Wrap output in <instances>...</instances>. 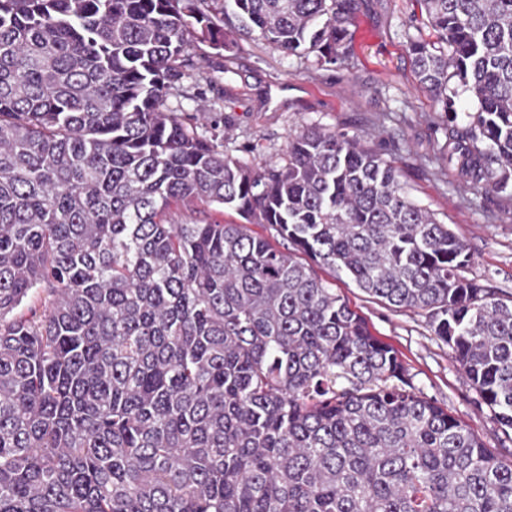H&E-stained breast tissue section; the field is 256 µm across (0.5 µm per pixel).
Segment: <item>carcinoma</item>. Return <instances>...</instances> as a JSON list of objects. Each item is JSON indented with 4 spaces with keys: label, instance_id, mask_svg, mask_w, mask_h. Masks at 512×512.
Here are the masks:
<instances>
[{
    "label": "carcinoma",
    "instance_id": "cac0c4a2",
    "mask_svg": "<svg viewBox=\"0 0 512 512\" xmlns=\"http://www.w3.org/2000/svg\"><path fill=\"white\" fill-rule=\"evenodd\" d=\"M417 3L448 161L512 199V0ZM357 5L0 0V512H512V461L316 271L426 312L512 429V301L450 225L355 134L303 131L257 173L164 110L194 41L340 66ZM180 202L245 223H167Z\"/></svg>",
    "mask_w": 512,
    "mask_h": 512
}]
</instances>
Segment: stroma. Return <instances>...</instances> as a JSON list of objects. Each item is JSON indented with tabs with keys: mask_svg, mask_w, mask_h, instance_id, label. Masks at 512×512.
<instances>
[{
	"mask_svg": "<svg viewBox=\"0 0 512 512\" xmlns=\"http://www.w3.org/2000/svg\"><path fill=\"white\" fill-rule=\"evenodd\" d=\"M414 0H359L351 51L339 68L314 57L285 56L259 35L240 39L232 56L206 45L189 51L187 96L165 105L186 123L216 134L229 155L254 171L282 162L289 136L309 128L358 134L391 161L411 197L468 245V278L512 295V200L475 191L448 162V120L420 88L406 46ZM336 291L371 332L391 345L422 396L448 408L503 461L512 460V430L501 426L432 333L424 312L398 310L347 279Z\"/></svg>",
	"mask_w": 512,
	"mask_h": 512,
	"instance_id": "35a3bbf8",
	"label": "stroma"
}]
</instances>
